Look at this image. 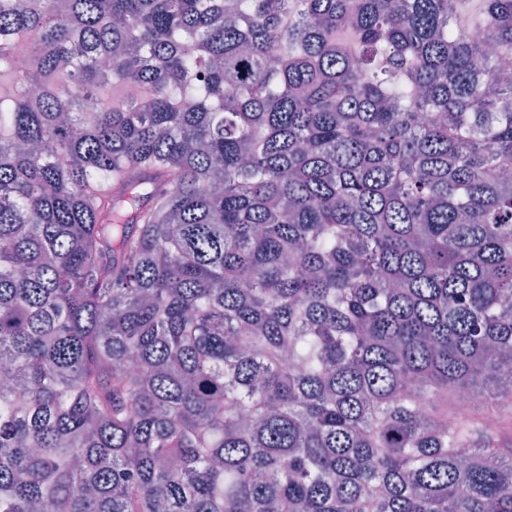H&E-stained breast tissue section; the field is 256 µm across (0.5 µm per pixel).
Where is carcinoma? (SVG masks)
Returning a JSON list of instances; mask_svg holds the SVG:
<instances>
[{"instance_id": "obj_1", "label": "carcinoma", "mask_w": 512, "mask_h": 512, "mask_svg": "<svg viewBox=\"0 0 512 512\" xmlns=\"http://www.w3.org/2000/svg\"><path fill=\"white\" fill-rule=\"evenodd\" d=\"M471 2L0 0V512H512Z\"/></svg>"}]
</instances>
